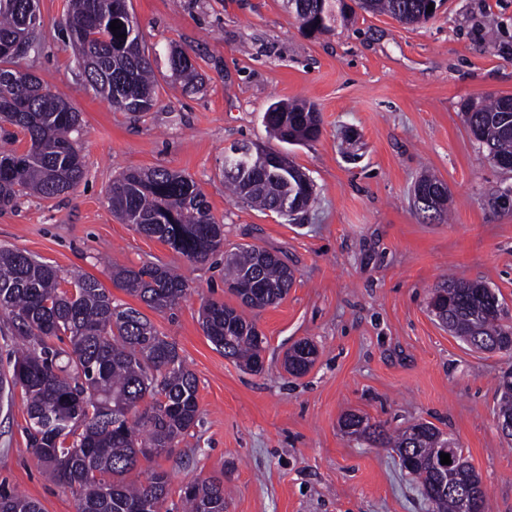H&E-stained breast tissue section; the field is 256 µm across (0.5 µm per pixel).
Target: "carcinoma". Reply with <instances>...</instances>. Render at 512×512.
<instances>
[{"mask_svg":"<svg viewBox=\"0 0 512 512\" xmlns=\"http://www.w3.org/2000/svg\"><path fill=\"white\" fill-rule=\"evenodd\" d=\"M300 27L308 32L332 29L345 17L336 0H287ZM366 12L387 13L404 24L428 20L427 0H363ZM122 25L110 31V22ZM86 84L113 110L136 117L159 104L153 65L140 39L127 0H67L59 23ZM40 16L35 0H0V122L23 135V152L0 148V207H14L25 196L53 199L74 191L85 177L75 135L80 113L61 94L30 72L16 70V59L41 50ZM167 62L171 76L191 92L205 80L186 50L173 47ZM466 122L486 158L512 159V111L503 98L470 101ZM273 139L289 145L317 140L321 115L314 106L277 101L264 114ZM286 153L268 148L252 153L248 143L224 152V183L250 206L282 214L288 199L299 211L315 201L314 189L298 180L293 162L279 165ZM112 213L149 238L170 245L192 264L224 254V283L240 307L261 310L282 300L295 281L294 270L278 251L245 245L223 253L216 238L217 218L203 192L183 174L163 166L129 169L108 188ZM113 283L150 310H174L188 292V281L165 265L148 262L137 269L112 271ZM446 293L435 316L471 349L500 352L512 345V322L490 311V288L483 282L452 278L436 288ZM0 314L11 335L38 346L15 357L11 383L28 400L31 446L52 469L58 483L78 492L76 512H161L168 495L166 472L153 470L145 481L131 483L140 460L173 448L198 418L197 379L175 344L166 340L139 309L117 305L110 292L89 275L64 276L59 269L16 249L0 248ZM202 326L211 344L247 369L263 368L265 337L254 321L228 303L207 301ZM69 339L56 349L53 338ZM317 350L307 341L286 356L288 373L306 374ZM498 415L512 417V381L499 380ZM352 434L368 436L398 456L400 467L420 480L433 512H458L456 500L438 490L442 449L456 457L448 465V482L481 484L456 442L430 422L418 421L391 433L365 426ZM184 512H224V480L197 481L184 493ZM0 512H42L34 499L0 490Z\"/></svg>","mask_w":512,"mask_h":512,"instance_id":"cac0c4a2","label":"carcinoma"}]
</instances>
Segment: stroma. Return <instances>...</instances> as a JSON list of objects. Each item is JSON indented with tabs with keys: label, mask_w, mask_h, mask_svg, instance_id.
<instances>
[{
	"label": "stroma",
	"mask_w": 512,
	"mask_h": 512,
	"mask_svg": "<svg viewBox=\"0 0 512 512\" xmlns=\"http://www.w3.org/2000/svg\"><path fill=\"white\" fill-rule=\"evenodd\" d=\"M65 4L37 0L42 51L24 65L80 112L86 176L70 195L0 210V247L93 276L133 307L113 268L152 261L188 279L173 313L148 314L198 383L196 425L151 463L168 474V504L219 476L226 512H428L392 449L342 430L355 413L390 429L433 423L480 474L487 512H512V439L495 415L512 355L471 350L429 307L454 274L484 282L512 309V206L493 204L512 188V171L487 161L464 115L468 100L512 95V0H443L418 25L356 7L315 34L284 0H128L160 99L142 118L112 110L78 80L57 29ZM172 44L204 75L203 92L185 93L171 78ZM287 100L315 105L323 120L318 140L288 149L315 192L293 220L234 200L222 173L231 143L271 144L264 113ZM158 165L206 195L224 222L225 250L257 244L295 268L286 298L255 316L266 338L262 373L224 357L202 330L204 301L232 300L222 264L189 263L113 216L112 179ZM427 172L448 187V220L413 205ZM302 338L318 355L294 377L283 359ZM27 422L24 391L1 387L0 485L42 512H76L75 492L38 461Z\"/></svg>",
	"instance_id": "obj_1"
}]
</instances>
